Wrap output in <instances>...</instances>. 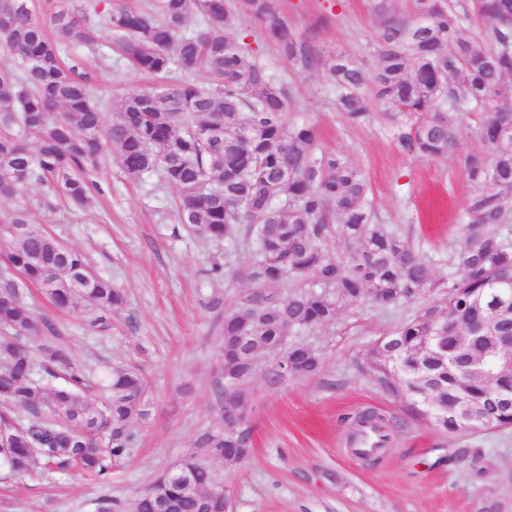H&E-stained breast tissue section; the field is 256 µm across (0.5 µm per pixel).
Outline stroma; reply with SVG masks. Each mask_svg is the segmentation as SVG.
I'll use <instances>...</instances> for the list:
<instances>
[{"label": "stroma", "instance_id": "1", "mask_svg": "<svg viewBox=\"0 0 512 512\" xmlns=\"http://www.w3.org/2000/svg\"><path fill=\"white\" fill-rule=\"evenodd\" d=\"M291 28L319 27L321 47L345 52L371 69L377 63L373 38L377 19L369 0H279ZM257 41L261 61L292 86L289 124L312 125L319 147L357 157L370 184L379 220L410 237L428 262L433 278L456 276L451 256L468 221L472 188L458 161L481 149L478 115L466 116L457 154L422 158L404 153L384 117V106L355 125L338 112L336 89L323 74L292 70L274 46L263 43L258 26L242 20L241 30ZM146 75L113 56L109 72L96 73L94 97L119 101L147 85ZM103 191L91 212L65 203L36 211L42 226L72 247L84 250L95 268L127 296L108 332L90 330L84 314L55 309L33 290L36 314L55 325L57 344L68 348L76 366L97 381L110 366H138L148 383L147 415L136 421V441L107 478L76 469L47 478L19 480L0 471V500L10 512H96L105 494L130 499L184 456L197 436L220 423L213 409L219 377L220 326L225 308L249 292L233 277L252 242L246 236L220 244L193 235L174 209L176 192L159 187L154 176L130 182L120 167L102 172ZM220 262L226 276L213 285L207 275ZM221 307H212L213 298ZM432 291L395 305L343 304L328 325L295 329L289 343L309 346L321 356V372L310 379L271 383V356L257 361L246 386L252 425L251 459L235 463L208 459L232 496V512H512V430L451 436L411 418L404 403L363 373L360 363L380 337L435 306ZM374 409L393 424L392 443L380 462L368 465L345 442L342 416ZM477 446L487 452L488 470L473 480L451 449Z\"/></svg>", "mask_w": 512, "mask_h": 512}]
</instances>
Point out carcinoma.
<instances>
[{
  "mask_svg": "<svg viewBox=\"0 0 512 512\" xmlns=\"http://www.w3.org/2000/svg\"><path fill=\"white\" fill-rule=\"evenodd\" d=\"M406 14L399 0H372L378 19L377 66L369 71L349 55L320 49L319 26L297 34L278 0H240L239 10L259 27L288 64L300 73L325 74L336 86L337 108L355 124L371 117L373 102L389 110L397 143L405 153L439 158L454 153L465 115L483 114L477 136L484 149L461 157L473 187L470 221L452 256L459 276L442 285L413 242L377 222L363 167L355 160L316 147L314 127L286 120L293 90L273 76L247 43L231 38L236 10L228 0H151L140 9L115 7L104 17L115 34L103 44L97 0H62L47 19L34 16L29 0H0V47L20 66L0 69V197L16 208L0 225L10 272L0 275V468L18 478L63 471L74 465L101 476L132 446V424L146 415L147 382L140 369L118 366L108 380V398L98 407L82 392V376L59 345L36 350L30 339L56 329L26 301L37 286L61 309H77L101 329L125 304V294L99 273L86 255L30 222L31 213L54 209L61 195L87 210L100 192L96 177L110 153L128 179L157 175L177 191L180 223L221 242L236 232L254 244L236 275L277 300L252 304L244 295L224 310L221 363L224 387L216 393L246 405L244 385L259 355L288 348L290 377L316 375L322 361L312 349L288 344V331L326 325L340 304L368 300L391 305L445 288L441 310L400 326L393 343H375L366 354L369 374L401 395L412 413L453 433L442 409L450 402L484 405L483 382L465 378L436 337L452 332L448 315L484 288L512 289V246L499 226L512 222V0H415ZM426 22L418 24L417 14ZM197 15L200 24L190 28ZM488 23L482 35L464 33L472 17ZM117 48L149 88H134L111 106L93 99L82 62H66L70 48ZM203 69L207 85L177 79L179 71ZM42 187L40 198L29 196ZM340 226L356 247L334 254L327 240ZM290 286L287 294L275 290ZM55 378L69 371V385L41 386L33 373ZM53 411L49 417L41 407ZM350 421L349 444L368 430L381 446L390 439L382 415ZM196 447L224 458L233 449L240 461L252 448L248 421L202 432ZM469 457L476 476L485 473L481 448H456ZM195 491L162 473L127 501L104 495L98 512H224V497L212 472L194 456L183 459Z\"/></svg>",
  "mask_w": 512,
  "mask_h": 512,
  "instance_id": "obj_1",
  "label": "carcinoma"
}]
</instances>
